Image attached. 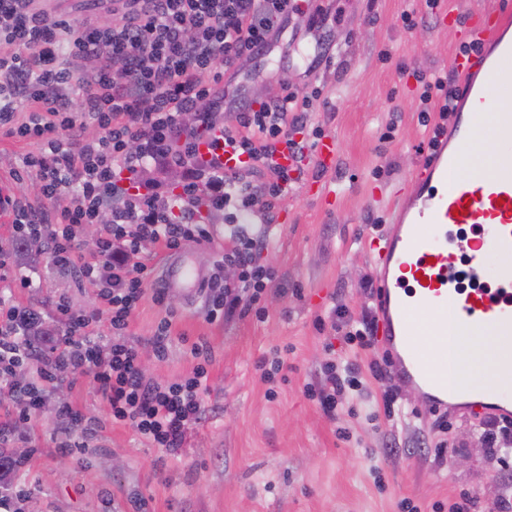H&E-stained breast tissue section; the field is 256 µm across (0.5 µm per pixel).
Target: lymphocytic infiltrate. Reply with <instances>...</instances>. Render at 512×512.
<instances>
[{
    "label": "lymphocytic infiltrate",
    "mask_w": 512,
    "mask_h": 512,
    "mask_svg": "<svg viewBox=\"0 0 512 512\" xmlns=\"http://www.w3.org/2000/svg\"><path fill=\"white\" fill-rule=\"evenodd\" d=\"M299 11L295 0H112V19L102 22L53 15L34 0H0V128L39 145L12 173L18 187L35 180L38 196L18 190L4 199L14 234L0 244V281L30 287L16 272L29 243L77 285H93L97 298L76 310L59 295L46 317L0 297V396L12 403L0 441L20 436L58 386L88 375L112 422L168 452L182 447L204 411L209 349L192 345L197 363L189 375L145 382L138 348L127 338L131 316L144 299L164 305L165 293L151 285L141 254L149 244L179 250L211 242L212 214H272L299 182L301 170L276 158L312 149L298 134L321 87L280 81L247 100L228 99L225 90L242 62L277 42ZM419 81L422 104L448 116L459 94L454 77ZM90 124L97 136L86 135ZM215 131L220 139L207 141ZM228 149L242 157L240 169L226 170ZM246 171L261 182L245 181ZM89 224L98 231L86 256L80 235ZM259 238L246 225L231 227L221 262L238 275L211 279L207 320L249 315L275 281V270L252 258ZM102 322L107 332L99 331ZM327 324L346 343H375V318L353 323L346 306L334 308L331 322H316ZM23 366L29 377L21 381ZM359 370L350 364L344 376L327 362L308 393L333 412L358 386ZM54 408L62 455L72 454L74 433L91 438L101 426L71 404Z\"/></svg>",
    "instance_id": "lymphocytic-infiltrate-1"
}]
</instances>
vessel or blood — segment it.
Wrapping results in <instances>:
<instances>
[{
    "label": "vessel or blood",
    "instance_id": "vessel-or-blood-1",
    "mask_svg": "<svg viewBox=\"0 0 512 512\" xmlns=\"http://www.w3.org/2000/svg\"><path fill=\"white\" fill-rule=\"evenodd\" d=\"M512 13L480 18L471 35L480 52L460 55L454 71L464 97L457 107L453 135L470 138L490 102H497L499 128L512 130ZM462 159L437 137L413 183L424 195L413 208L392 199L400 217L378 247L375 258L378 343L396 374L427 395L433 406L447 405L455 391L448 386V325L465 318L471 332L492 327L501 337L502 355L487 390L467 394L468 405H487L512 413V392L499 385L512 380V163L473 169L460 176ZM470 224L480 233L473 261L499 260L495 291L463 290L456 284V257L448 250V230ZM209 280L206 270L188 257L166 258L160 285L196 299Z\"/></svg>",
    "mask_w": 512,
    "mask_h": 512
}]
</instances>
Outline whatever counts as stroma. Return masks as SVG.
<instances>
[{"mask_svg": "<svg viewBox=\"0 0 512 512\" xmlns=\"http://www.w3.org/2000/svg\"><path fill=\"white\" fill-rule=\"evenodd\" d=\"M506 2L439 0L453 19L443 26L425 0H335V21L310 33L288 26L268 55L244 64V71L262 73L270 83L280 78L322 87L306 128L338 144L336 169L325 176L338 193L336 207L299 185L273 219L258 211L238 215L239 223L271 226L253 249L257 262L278 272L261 301L263 317L211 323L203 303L180 292L168 293L165 306L147 300L133 312L130 340L150 362L147 379L186 376L195 365L191 344L210 348L205 415L177 453L106 420L92 379L84 377L55 391L52 407L27 426L25 438L0 445V454L22 462L12 476V503L0 512H401L405 499L432 512L435 502L462 489L490 512L498 497L512 493V466L472 448L478 412L455 411L443 432L414 417L421 403L413 391L401 390L393 416H386L383 385L369 377L332 419L305 393L325 362L342 369L374 358V351L353 350L331 328L317 330L315 320L340 304L356 319L375 311L360 284L373 272L372 246L389 224L383 218L388 200L374 198L373 188H405L431 137L419 119L417 76L451 71L468 24ZM412 10L420 21L408 30L401 15ZM21 271L31 287L12 290L0 281V296L17 307L48 314L61 294L76 308L96 302L93 286L76 287L46 257ZM168 315L172 335L161 361L150 338ZM273 352L285 365L270 386L254 365ZM64 402L103 421L87 448L70 456L55 443L53 406ZM444 441L454 451L436 459ZM389 443L398 450L391 458L383 454Z\"/></svg>", "mask_w": 512, "mask_h": 512, "instance_id": "stroma-1", "label": "stroma"}]
</instances>
